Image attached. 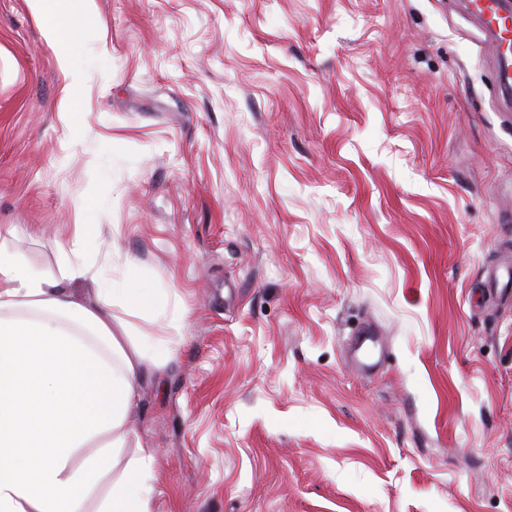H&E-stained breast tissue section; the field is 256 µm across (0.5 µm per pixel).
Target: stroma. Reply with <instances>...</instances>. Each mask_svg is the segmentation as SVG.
Masks as SVG:
<instances>
[{
	"instance_id": "stroma-1",
	"label": "stroma",
	"mask_w": 512,
	"mask_h": 512,
	"mask_svg": "<svg viewBox=\"0 0 512 512\" xmlns=\"http://www.w3.org/2000/svg\"><path fill=\"white\" fill-rule=\"evenodd\" d=\"M59 7L66 59L0 0V225L75 297L157 291L112 309L156 365L88 512L141 442L153 512H512V99L469 0Z\"/></svg>"
}]
</instances>
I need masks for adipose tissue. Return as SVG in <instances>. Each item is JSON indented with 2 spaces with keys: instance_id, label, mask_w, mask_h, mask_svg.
I'll return each instance as SVG.
<instances>
[{
  "instance_id": "adipose-tissue-1",
  "label": "adipose tissue",
  "mask_w": 512,
  "mask_h": 512,
  "mask_svg": "<svg viewBox=\"0 0 512 512\" xmlns=\"http://www.w3.org/2000/svg\"><path fill=\"white\" fill-rule=\"evenodd\" d=\"M9 236L0 227V512H85L127 440V416L146 372L144 344H122L124 326L112 307L150 305L154 291L130 280L118 288L105 283L94 299L76 298L29 271ZM23 370L35 376V392L19 387ZM36 402L74 410L77 418L57 433L52 453L22 458L15 452L17 426ZM155 458V449L139 447L97 512H152L140 479Z\"/></svg>"
}]
</instances>
